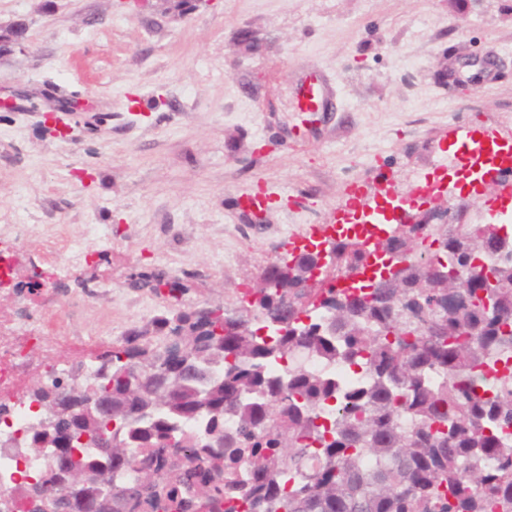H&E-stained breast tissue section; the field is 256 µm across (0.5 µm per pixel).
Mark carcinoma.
I'll return each instance as SVG.
<instances>
[{
  "instance_id": "obj_1",
  "label": "carcinoma",
  "mask_w": 512,
  "mask_h": 512,
  "mask_svg": "<svg viewBox=\"0 0 512 512\" xmlns=\"http://www.w3.org/2000/svg\"><path fill=\"white\" fill-rule=\"evenodd\" d=\"M506 244L512 256V233L450 231L444 249L422 238L402 285L363 264L362 277L325 289L332 333L296 330L297 312L278 303L311 271L303 249L293 274L272 268L270 289H246L259 294L253 321L281 332L226 331L219 306L157 315L92 367L111 380L86 379L49 430L27 435L30 452H64L10 489L31 512L49 494L58 512H512V381L489 389L484 375L512 352ZM298 354L357 364L368 378L342 391ZM66 385L53 373L29 399L52 405ZM97 401L112 419L81 408ZM98 432L90 451L82 436Z\"/></svg>"
}]
</instances>
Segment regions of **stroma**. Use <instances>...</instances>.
Listing matches in <instances>:
<instances>
[{"label": "stroma", "mask_w": 512, "mask_h": 512, "mask_svg": "<svg viewBox=\"0 0 512 512\" xmlns=\"http://www.w3.org/2000/svg\"><path fill=\"white\" fill-rule=\"evenodd\" d=\"M0 31L22 43L0 54V340L34 316L29 387L165 311L237 309L283 245L384 190H457L463 136L512 141V0H0ZM312 68L336 111L296 109ZM258 190L260 221L237 205ZM510 200L488 185L471 222Z\"/></svg>", "instance_id": "1"}]
</instances>
